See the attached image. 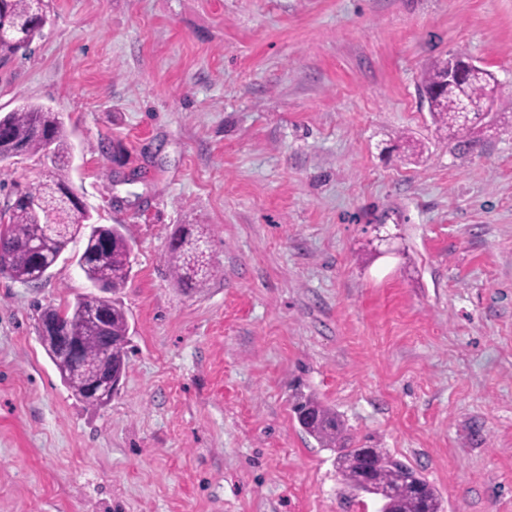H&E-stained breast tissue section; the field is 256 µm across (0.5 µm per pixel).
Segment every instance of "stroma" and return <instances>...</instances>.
<instances>
[{
  "label": "stroma",
  "mask_w": 512,
  "mask_h": 512,
  "mask_svg": "<svg viewBox=\"0 0 512 512\" xmlns=\"http://www.w3.org/2000/svg\"><path fill=\"white\" fill-rule=\"evenodd\" d=\"M0 114L59 112L133 270L123 384L86 407L38 340L90 285L0 277V512H377L290 412L315 394L442 512H512V119L465 153L417 87L466 53L512 99V0H46ZM39 157L0 165V210ZM219 268L179 288L169 240Z\"/></svg>",
  "instance_id": "1"
}]
</instances>
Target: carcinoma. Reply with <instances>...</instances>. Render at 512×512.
Returning <instances> with one entry per match:
<instances>
[{
  "instance_id": "obj_1",
  "label": "carcinoma",
  "mask_w": 512,
  "mask_h": 512,
  "mask_svg": "<svg viewBox=\"0 0 512 512\" xmlns=\"http://www.w3.org/2000/svg\"><path fill=\"white\" fill-rule=\"evenodd\" d=\"M44 0H0V59L7 60L29 45L40 32L38 13ZM440 63L429 70L420 85V95L429 101L438 127L447 131L448 142L458 150L472 146L471 135L483 126L480 110L484 102L496 95L497 80L485 70L456 87L443 84ZM10 135L0 140V154L23 157L43 152L49 138L54 143V155L46 169L45 179L35 186L15 187V203L0 213L5 219L8 237L0 238V251L7 254L0 261V275L27 285L40 283L39 273L49 271L63 256L68 245L79 236L85 237L82 251L67 260L75 264L84 278L97 288L104 286L115 294L124 287L132 271L133 249L122 224L96 225L86 209L71 205L60 195L70 186L63 172L73 158L74 147L59 113L40 104H24L3 116ZM38 194L43 207L35 210L22 198ZM51 225L55 241L44 250H35L29 243L39 226ZM168 263L177 284L186 289L203 288L216 276L209 240L205 233L185 231V237L168 246ZM87 295H81L63 309L46 308L41 317L57 316L62 331L80 336L82 359L87 369L70 366L63 357L54 359L62 382L83 404L98 408L103 403L90 399L87 389L101 372H124L128 365L129 318L116 299L107 310L109 340L101 338L92 321L85 318ZM291 411L301 429L312 437L318 447L336 453V471L341 484L351 494L378 495L381 489L391 494L384 505L388 512H422L423 505L431 512H441L436 488L416 468L391 455L384 448L371 449L372 482L362 483L357 472L348 464L356 449L347 445L346 427L336 411L324 405L316 396L302 394L292 403Z\"/></svg>"
}]
</instances>
